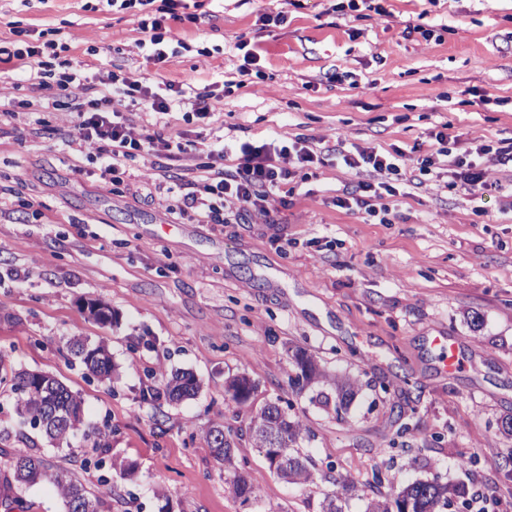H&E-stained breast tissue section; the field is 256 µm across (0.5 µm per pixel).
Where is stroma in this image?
Instances as JSON below:
<instances>
[{"mask_svg":"<svg viewBox=\"0 0 512 512\" xmlns=\"http://www.w3.org/2000/svg\"><path fill=\"white\" fill-rule=\"evenodd\" d=\"M335 2L196 0V22L174 24L157 63L139 9L0 0V46L53 43L96 97L111 96L116 76L183 90L165 114L122 103L132 136L296 142L322 156L310 168L277 157L291 173L277 218L252 209L234 224H177L179 185L204 164L233 169L235 154H179L167 180L139 156L106 183L95 146L65 144L74 103L45 85L36 59L0 64V102L14 105L0 120V356L79 393L82 430L52 446L31 429L28 445L88 487L109 481L101 512H320L339 473L348 512L416 480L512 501V438L501 429L512 415V167L476 152L512 138V0H384L385 15L363 17ZM420 22L426 34L407 33ZM247 48L259 72L244 78ZM203 90L213 108L201 122L193 104ZM442 129L447 157L434 138ZM339 143L397 153L405 180L374 202L388 223L337 207L347 188L382 179L337 161ZM454 156L477 158L480 191L449 189ZM92 302L111 310V324L91 318ZM440 335L460 369L443 370ZM73 337L107 346L111 382L67 352ZM295 347L358 378L347 411L314 403L328 385L292 387ZM177 370L194 373L198 395L151 399L148 386ZM237 375L255 383L242 404L224 391ZM270 402L306 429L314 482L278 479L256 446L250 421ZM218 425L232 434L249 498L206 444ZM92 428L109 431L108 453L93 448ZM18 446L0 441V512H65L51 483H13ZM116 457L130 473L113 470ZM377 469L388 478L379 488Z\"/></svg>","mask_w":512,"mask_h":512,"instance_id":"1","label":"stroma"}]
</instances>
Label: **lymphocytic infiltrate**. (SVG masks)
<instances>
[{
	"instance_id": "lymphocytic-infiltrate-1",
	"label": "lymphocytic infiltrate",
	"mask_w": 512,
	"mask_h": 512,
	"mask_svg": "<svg viewBox=\"0 0 512 512\" xmlns=\"http://www.w3.org/2000/svg\"><path fill=\"white\" fill-rule=\"evenodd\" d=\"M120 6L131 9L137 6L151 7L148 18L142 19L141 27L149 34V43L155 61L166 58L165 45L173 38L172 25L188 20L187 0H120ZM55 86L62 96H83V103L77 106L75 132L69 137L70 143L97 146L103 175L111 182H119L122 167L127 160L154 152L163 147L169 153H181L189 149L199 152L210 151L211 146L203 141L184 137L164 138L156 130H145L140 136H132L128 131L115 102H130L145 106L150 111L164 114L170 112L180 91L174 86H166L164 92L153 91L150 87L113 81L112 94L108 97H89V88L82 83L76 66L66 63L55 72ZM287 146L272 143L241 142L237 148L239 163L232 170H211L202 179L193 183L190 191L180 195L173 211L175 220L182 221L193 217L207 219L213 224H229L235 221L238 212L260 209L272 212L276 190L287 184L288 170L279 167L277 156L286 154ZM337 159L347 166L357 168L372 166L383 174L379 185L360 183L347 189L336 204L342 208H363L373 211V197L379 190H391L393 180L399 179L400 170L395 158L390 154H377L364 150L349 151L336 147ZM233 198L239 203L238 212H225L224 202Z\"/></svg>"
}]
</instances>
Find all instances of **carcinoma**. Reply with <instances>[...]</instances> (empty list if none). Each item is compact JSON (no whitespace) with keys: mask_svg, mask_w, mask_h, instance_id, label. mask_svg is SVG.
<instances>
[{"mask_svg":"<svg viewBox=\"0 0 512 512\" xmlns=\"http://www.w3.org/2000/svg\"><path fill=\"white\" fill-rule=\"evenodd\" d=\"M70 352L80 358L88 373L101 381L112 378V356L108 348L98 343L90 345L81 339L68 342ZM295 377L292 383L302 390L323 378L317 362L302 350L292 355ZM11 383L16 394V414L44 435L57 443L66 441L82 423V399L55 377L41 372L7 370L0 357V384ZM200 389L199 380L189 372L174 374L164 381L163 387L153 388L156 400L178 402L195 396ZM355 383L346 377L334 378V397L324 396L321 404L334 405L335 409L347 406L354 397ZM250 431L257 447L265 449V455L275 474L287 481H309L313 479L312 461L300 454L298 444L303 440L299 423L291 420L273 403L263 407L251 420ZM231 434L221 427L210 429L206 435L208 447L215 457L224 464L227 471L235 474L234 491L241 497H249L252 488L241 471L234 453ZM41 469L42 478L51 481L59 490L65 505V512H77V500H83L84 512H100L104 498L112 493L106 484L89 490L81 481L68 473L52 471L44 461L26 448L18 449L13 457L16 482L31 483L30 476L35 469ZM462 487L444 484L438 480L417 481L405 485L391 495L381 493L368 499L365 512H442L452 497H463Z\"/></svg>","mask_w":512,"mask_h":512,"instance_id":"obj_1","label":"carcinoma"}]
</instances>
